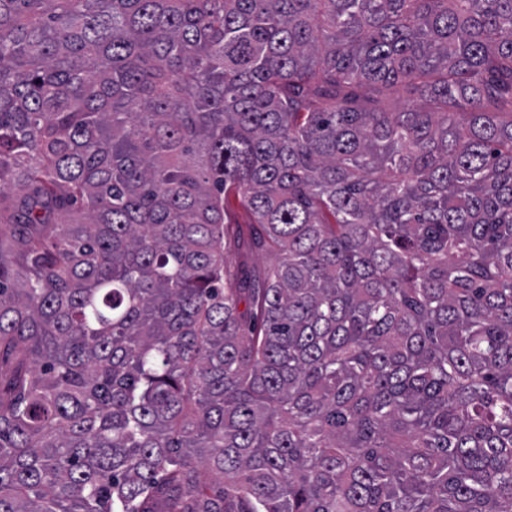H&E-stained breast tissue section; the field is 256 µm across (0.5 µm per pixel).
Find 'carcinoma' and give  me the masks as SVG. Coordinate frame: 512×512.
Masks as SVG:
<instances>
[{
	"mask_svg": "<svg viewBox=\"0 0 512 512\" xmlns=\"http://www.w3.org/2000/svg\"><path fill=\"white\" fill-rule=\"evenodd\" d=\"M0 512H512V0H0Z\"/></svg>",
	"mask_w": 512,
	"mask_h": 512,
	"instance_id": "cac0c4a2",
	"label": "carcinoma"
}]
</instances>
